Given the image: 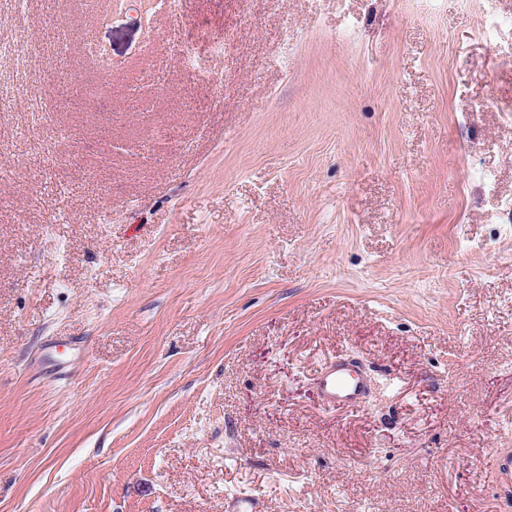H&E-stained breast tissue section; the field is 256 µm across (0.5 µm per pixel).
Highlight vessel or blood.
Wrapping results in <instances>:
<instances>
[{"label":"vessel or blood","instance_id":"1","mask_svg":"<svg viewBox=\"0 0 512 512\" xmlns=\"http://www.w3.org/2000/svg\"><path fill=\"white\" fill-rule=\"evenodd\" d=\"M318 385L326 405L340 408H358L365 402L371 380L362 365L345 356L322 367ZM491 466L495 485L502 490H512V448L495 449Z\"/></svg>","mask_w":512,"mask_h":512}]
</instances>
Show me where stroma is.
<instances>
[{
    "instance_id": "obj_1",
    "label": "stroma",
    "mask_w": 512,
    "mask_h": 512,
    "mask_svg": "<svg viewBox=\"0 0 512 512\" xmlns=\"http://www.w3.org/2000/svg\"><path fill=\"white\" fill-rule=\"evenodd\" d=\"M26 8L0 42L51 53L0 64V512H512V125L480 106L512 67L480 6ZM191 33L231 40L210 80ZM343 353L356 409L315 388ZM318 385L326 405L359 408L369 394L371 379L355 359L338 356L322 367ZM496 488L512 490V448H495L491 458Z\"/></svg>"
}]
</instances>
